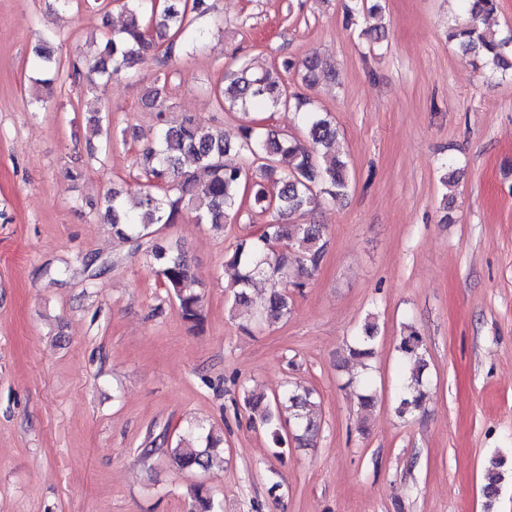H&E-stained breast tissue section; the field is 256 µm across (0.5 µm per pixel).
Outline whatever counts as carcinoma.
<instances>
[{"mask_svg": "<svg viewBox=\"0 0 512 512\" xmlns=\"http://www.w3.org/2000/svg\"><path fill=\"white\" fill-rule=\"evenodd\" d=\"M125 14L122 27L108 36L96 57H76L62 74L60 66H52L53 52L48 43L57 38L50 32L45 46L37 51V72L47 73L35 78L37 86L49 87L70 80L89 93L95 79L117 78L154 55L158 43L165 42L166 56L159 63L156 81L167 78L168 60L174 50L194 46L197 33L191 28L190 15L207 11L205 0H123ZM498 8V0H460L461 18L450 27L448 38L455 41L465 56H472L502 72L512 71V38H502L479 26V20ZM298 68L301 84L311 86L325 76L321 59L308 56L296 64L287 59L281 69L253 70L239 60L225 68L224 85L216 91L221 106L240 110V124L234 135L221 129L206 127L193 117L185 116L176 125L165 120L159 90L149 97L157 112L159 124L154 140L138 154L141 182L133 192L122 188L108 191L97 204L104 223L112 225V233L124 241H140L154 233L158 224H176L184 213L194 214L199 224L219 225L237 218L242 210L248 213H270L271 221L244 240L228 257V264L237 269L232 283L233 304L248 305L247 290L258 277L292 276L289 285L275 288L269 295L258 320L268 323L288 316L292 299L288 287H305L317 269L324 248V230L319 224H292L290 220L313 209L329 198L346 195L351 180L346 161L336 156V128L320 112L312 100L301 92H289L280 71ZM84 113L86 122L106 131V144L112 139H126L125 131L111 130L108 114L90 103ZM288 108L300 114L304 139L288 134L262 131L248 119L254 109ZM234 152L241 158L238 165L224 163V156ZM288 159L289 169L279 171L277 157ZM147 260L162 285L176 300L178 315L191 327L204 323L200 280L190 259L180 249L153 248ZM377 324L365 319L349 346L350 356L358 361L373 354ZM398 352L404 380L397 400L396 412L404 417L422 407L424 374L428 368L424 337L413 325L404 326ZM313 390L295 387L282 396L266 400L251 395L245 407L258 416L267 427L272 443L284 445L288 439L307 445L319 431ZM202 442L200 447L169 448L170 462L180 469L206 470L213 464L220 439L202 427L191 430ZM505 458L493 453L484 469L482 495L489 508L498 499L504 479ZM190 512H222L208 489L197 484L191 489Z\"/></svg>", "mask_w": 512, "mask_h": 512, "instance_id": "obj_1", "label": "carcinoma"}]
</instances>
